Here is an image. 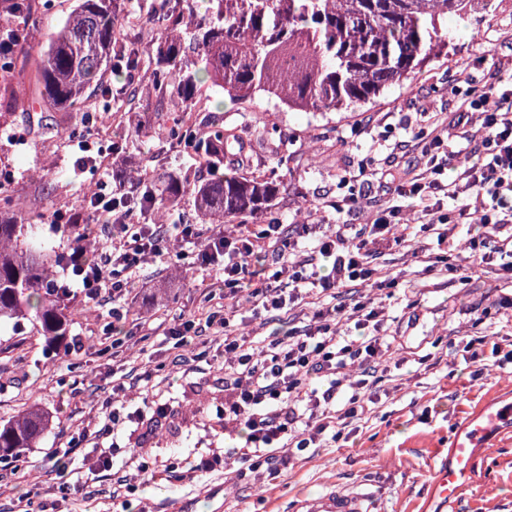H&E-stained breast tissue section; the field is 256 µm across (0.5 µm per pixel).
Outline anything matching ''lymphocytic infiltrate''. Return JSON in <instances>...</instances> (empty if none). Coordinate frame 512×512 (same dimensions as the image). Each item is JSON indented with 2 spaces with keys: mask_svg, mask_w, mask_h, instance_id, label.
I'll list each match as a JSON object with an SVG mask.
<instances>
[{
  "mask_svg": "<svg viewBox=\"0 0 512 512\" xmlns=\"http://www.w3.org/2000/svg\"><path fill=\"white\" fill-rule=\"evenodd\" d=\"M419 119L431 127L430 143L422 150V173L358 169L349 176L348 195L310 207V223L238 224L213 229L202 238L185 219L175 222L180 245L194 248L200 269L216 271L224 291L205 285L202 311L163 333L180 351L194 349L203 331L223 333L222 416L225 429L243 440L235 450L243 463L236 471L238 480L255 473L276 479L288 462L285 448L302 450L328 438L340 440L364 413L367 376L394 342L387 335H365V328L382 314L374 299L365 297L328 311L314 310L303 330L258 346L231 324L241 303L272 312L334 295L355 282L397 287L396 279L382 277L373 265L377 242L410 249L422 264L444 263L453 225L471 218L482 228L465 242L476 266L496 263L512 273V206L505 204L512 196V87L484 88L460 102L452 118L423 112ZM376 188L390 194L387 205L370 207ZM123 197L104 177L79 205L52 216L54 224L70 232L57 287L87 306L111 302L116 334L128 315L130 277L141 264L163 255L161 225L141 221L135 210L124 207ZM409 211L423 219L428 243L413 246L404 222ZM325 213L336 222L321 232L314 219ZM352 214L363 216V223H350ZM103 234L109 237L107 250H88L87 238ZM323 261L331 265L325 275L319 269ZM349 324L360 330V337L342 334ZM123 390V385L113 386L122 400L107 414L104 428L131 429L146 418L156 423L167 418L168 405L161 397L143 398L136 406L123 397Z\"/></svg>",
  "mask_w": 512,
  "mask_h": 512,
  "instance_id": "obj_1",
  "label": "lymphocytic infiltrate"
}]
</instances>
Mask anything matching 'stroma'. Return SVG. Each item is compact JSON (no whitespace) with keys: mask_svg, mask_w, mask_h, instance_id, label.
<instances>
[{"mask_svg":"<svg viewBox=\"0 0 512 512\" xmlns=\"http://www.w3.org/2000/svg\"><path fill=\"white\" fill-rule=\"evenodd\" d=\"M156 4L121 0L122 29L134 32L139 48H146L158 32L152 21ZM73 5L74 0H39L29 18L30 43L18 52L12 77L0 80V96L17 103L0 115V173L12 179L6 195L22 210L77 205L99 174L90 166L78 169L76 131L96 149L108 151L109 171L122 186H130L136 172L154 177L187 172L205 180L193 157L154 132L155 126L173 125L179 107L157 103L152 96L106 94V87H123L124 78L104 73L81 107L67 112L34 98L39 48ZM448 36V58L433 62L404 87H391L375 105L351 112H288L264 99L233 102L218 87L200 93L197 127L206 132L236 127L248 145L253 162L236 167V174L252 176L265 167L281 183L275 206L257 216V223H295L307 204L345 194L344 176L360 165L413 171L416 146L384 156L373 150L372 134L352 133L353 121L378 119L375 132L404 141V123L415 113L454 111L471 89L504 79L502 63L512 57V0H496L495 10L479 20L449 19ZM114 140L123 145L117 155L109 152ZM278 155L283 165H276ZM451 262L452 270L438 263L427 272L405 251L380 247L381 270L399 282L382 301L381 327L397 343L381 361L385 373L374 401L344 446L329 442L293 451L273 483L236 480L229 468L171 482L154 474L174 459L241 443L225 431L218 415L224 371L212 354L223 335L208 334V357L178 363L164 336L139 328L142 322H170L202 307L201 276L192 257L173 250L164 259L144 263L128 300L131 335L118 354L107 351L112 339L103 332L109 320L103 307L78 313L70 333L83 338L84 348L72 354L65 345L36 336L31 323H0V420L33 403L53 417L38 447L28 449L21 461L0 462V512H19L28 497L52 504L54 512H79L78 504L60 498L53 452L74 441L79 455L95 460L93 441L81 433L111 402L116 382L136 398L162 394L171 414L146 441L125 431L104 435V445L118 444L121 451L103 479H88L83 472L69 475L93 512H293L299 497L364 483L376 491L379 512H512V427L493 431L477 449L458 500L441 498L434 489V472L447 463L451 440L466 419L483 407L512 402V363L487 354L471 364L455 344L473 334L474 314L486 311L495 342L502 351L512 350V322L498 313L503 301L512 298V279L502 278L494 267L472 275V260L460 248L454 249ZM133 454L146 463V471L130 464Z\"/></svg>","mask_w":512,"mask_h":512,"instance_id":"stroma-1","label":"stroma"}]
</instances>
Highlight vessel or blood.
<instances>
[{"label":"vessel or blood","instance_id":"obj_1","mask_svg":"<svg viewBox=\"0 0 512 512\" xmlns=\"http://www.w3.org/2000/svg\"><path fill=\"white\" fill-rule=\"evenodd\" d=\"M509 420H512V407H503L471 420L470 431L455 440L447 465L435 475V486L443 498L450 500L458 497L461 481L474 464L473 449L478 440L490 428ZM375 498V493L366 487L336 488L311 499H301L295 509L296 512H374Z\"/></svg>","mask_w":512,"mask_h":512}]
</instances>
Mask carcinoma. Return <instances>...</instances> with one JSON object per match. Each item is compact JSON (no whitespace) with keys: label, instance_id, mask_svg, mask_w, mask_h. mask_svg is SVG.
<instances>
[{"label":"carcinoma","instance_id":"obj_1","mask_svg":"<svg viewBox=\"0 0 512 512\" xmlns=\"http://www.w3.org/2000/svg\"><path fill=\"white\" fill-rule=\"evenodd\" d=\"M209 12L193 18L192 0H160V34L152 55L153 93L184 104L208 81L233 100L274 98L290 110L340 112L376 102L392 86L433 61L448 58V18H469L491 0H208ZM119 0H78L71 17L48 40L36 66L39 93L74 109L98 83L120 31ZM217 168L199 182L170 173L162 182L135 178L134 194L151 210L192 194L201 220L241 223L274 206L280 182L267 175L225 172L227 153L241 139L226 127L206 137L161 128ZM44 213L17 211L0 197V321L27 320L37 335L58 341L70 332L73 314L51 288L52 268L63 261L41 246ZM37 405L0 421V460L23 458L52 427Z\"/></svg>","mask_w":512,"mask_h":512}]
</instances>
